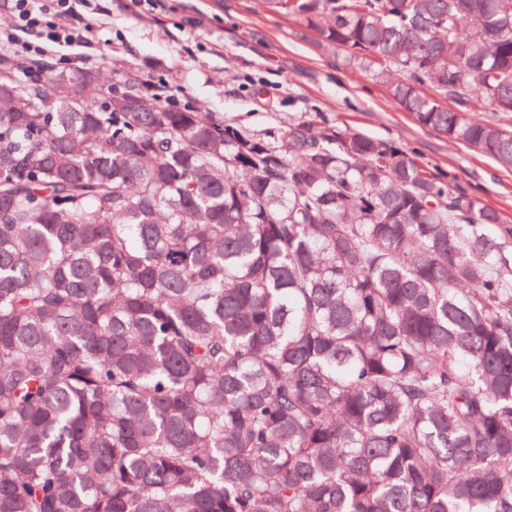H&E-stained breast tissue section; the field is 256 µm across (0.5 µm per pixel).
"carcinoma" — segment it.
<instances>
[{
    "label": "carcinoma",
    "instance_id": "obj_1",
    "mask_svg": "<svg viewBox=\"0 0 512 512\" xmlns=\"http://www.w3.org/2000/svg\"><path fill=\"white\" fill-rule=\"evenodd\" d=\"M268 7L512 169V0ZM149 79L0 54V512H512V224Z\"/></svg>",
    "mask_w": 512,
    "mask_h": 512
}]
</instances>
